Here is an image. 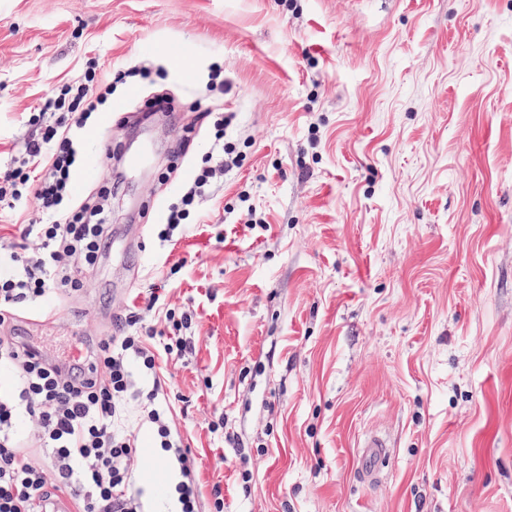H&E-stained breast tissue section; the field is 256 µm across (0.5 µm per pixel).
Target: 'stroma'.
<instances>
[{"label": "stroma", "mask_w": 512, "mask_h": 512, "mask_svg": "<svg viewBox=\"0 0 512 512\" xmlns=\"http://www.w3.org/2000/svg\"><path fill=\"white\" fill-rule=\"evenodd\" d=\"M91 57L164 66L172 109L133 81L89 127L116 154L112 249L18 334L63 356L137 291L190 306L161 383L224 512H512V0H0V158ZM217 109L243 161L159 249L184 130ZM372 432L391 449L365 483Z\"/></svg>", "instance_id": "1"}]
</instances>
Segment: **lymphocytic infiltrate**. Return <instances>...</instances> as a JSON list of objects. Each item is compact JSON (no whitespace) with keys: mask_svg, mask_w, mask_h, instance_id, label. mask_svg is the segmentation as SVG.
Returning a JSON list of instances; mask_svg holds the SVG:
<instances>
[{"mask_svg":"<svg viewBox=\"0 0 512 512\" xmlns=\"http://www.w3.org/2000/svg\"><path fill=\"white\" fill-rule=\"evenodd\" d=\"M111 109V85L89 66L78 82L42 99L28 117L35 136L0 164V212L26 203L35 212L34 221L0 235V367L15 374L11 389L0 390V512H37V502L56 491L69 494L77 512H144L130 484L138 437L121 423L132 402L155 446L178 465L177 512H200L198 462L172 425L157 373L161 361L192 352L189 309L150 293L144 307L117 320L115 334L68 361L12 334L19 307L80 295L112 246L111 182L84 195L73 189L86 128ZM228 124L211 113V147L167 201L161 245L199 223L201 201L238 167L242 156L224 138ZM147 310L157 327H143Z\"/></svg>","mask_w":512,"mask_h":512,"instance_id":"f902f5d3","label":"lymphocytic infiltrate"}]
</instances>
